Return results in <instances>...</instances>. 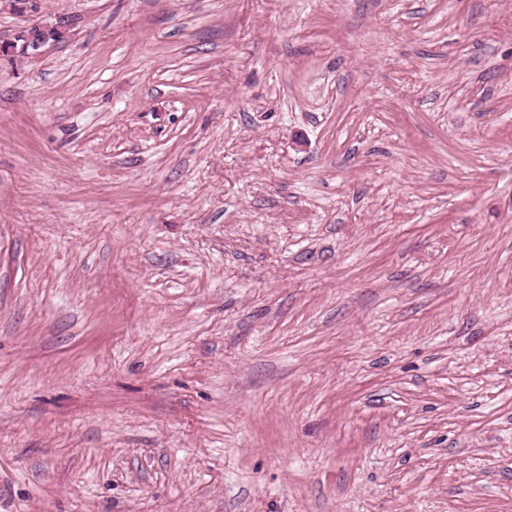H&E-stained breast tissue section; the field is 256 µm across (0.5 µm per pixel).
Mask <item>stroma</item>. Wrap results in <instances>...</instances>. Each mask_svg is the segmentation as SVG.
<instances>
[{"mask_svg":"<svg viewBox=\"0 0 512 512\" xmlns=\"http://www.w3.org/2000/svg\"><path fill=\"white\" fill-rule=\"evenodd\" d=\"M0 57V512H512V0H40ZM67 17L68 16L66 14H57V15H55L54 21H52V22L41 21V22L34 23V24H27V25L21 27L23 29L33 27V29H36L39 31L38 38H36L37 35L35 36V33H34V34L28 35L26 37V41H25V36L29 32V30L20 32L19 36L17 37L18 38L17 40L22 41V42L25 41L21 47V50H23L27 56L36 57V56L41 55V53L43 52V48L47 44H49L51 41H55V42L64 41L63 39L65 38V35L63 33H57V32L50 38V41H49V32L52 29L60 30L61 29L60 25H62L63 20H65Z\"/></svg>","mask_w":512,"mask_h":512,"instance_id":"obj_1","label":"stroma"}]
</instances>
